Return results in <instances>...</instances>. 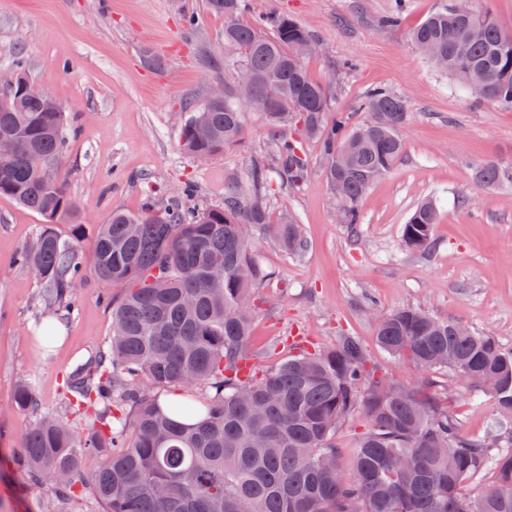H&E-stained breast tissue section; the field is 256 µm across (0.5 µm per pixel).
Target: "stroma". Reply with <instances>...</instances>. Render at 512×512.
<instances>
[{
  "mask_svg": "<svg viewBox=\"0 0 512 512\" xmlns=\"http://www.w3.org/2000/svg\"><path fill=\"white\" fill-rule=\"evenodd\" d=\"M448 0H407L399 25L380 19L392 0H246L243 21L285 14L314 39L305 65L331 93V112L354 109L369 89L382 87L408 108L405 152L394 170L364 196L357 224L342 223L324 175L320 147L306 144L310 168L303 186L272 185L271 213L287 210L308 247L294 256L256 232L251 249L266 272L256 290L249 347L257 366L277 364L296 341L327 348L337 337H358L385 377L419 378L409 361L384 352L371 310L424 309L469 325L512 348V187L488 190L474 171L512 162V111L466 97L448 74L414 48L410 33ZM195 25H186V17ZM22 56L34 83L61 105L70 128L59 170L82 216L80 227L58 222L62 237L80 234L84 252L112 211L137 213L146 203L165 208L191 187L196 204L224 203V184L249 182L250 160L264 147V127L245 117L240 146L205 162L180 149L184 104L199 106L224 82V18L204 0H0V94ZM470 205H459V197ZM429 199L441 218L424 251L409 250L402 228L416 205ZM40 214L0 196V512H39L45 487L19 467L21 437L40 414L60 410L65 379L112 334L109 299L119 289L95 275L71 289L69 310H47L38 276L15 257L44 228ZM55 322L65 338L44 347L36 334ZM447 393L462 430L485 440L504 430L494 400L433 375ZM30 383L36 404L16 402Z\"/></svg>",
  "mask_w": 512,
  "mask_h": 512,
  "instance_id": "stroma-1",
  "label": "stroma"
}]
</instances>
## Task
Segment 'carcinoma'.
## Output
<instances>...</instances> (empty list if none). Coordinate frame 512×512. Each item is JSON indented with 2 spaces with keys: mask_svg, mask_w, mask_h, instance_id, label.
I'll return each mask as SVG.
<instances>
[{
  "mask_svg": "<svg viewBox=\"0 0 512 512\" xmlns=\"http://www.w3.org/2000/svg\"><path fill=\"white\" fill-rule=\"evenodd\" d=\"M454 0L411 32L434 66L452 76L471 99L512 110V33L488 8L469 15ZM224 16V100L188 107L180 144L190 157L216 155L242 142V84L268 98L265 148L252 160L249 188L224 185V206L182 204L164 212L147 205L137 214L114 211L93 241L95 275L123 285L112 305V336L70 373L61 411L23 435L21 467L46 484L43 512H512V451L465 434L448 411V397L431 391L430 374L448 369L457 380L481 378L497 413L512 421V348L485 333L459 334L457 322L419 308L374 320L379 346L423 371L410 384L378 375L360 341L342 335L320 349L301 347L279 364L259 369L248 350L252 289L266 278L250 251L248 227L269 229L290 253L305 242L296 218H273L262 197L272 182L297 188L308 174L303 144H319L331 190H339L342 221L357 224L366 190L390 173L404 151L407 105L384 88L359 106L364 122H328L329 97L314 82L296 45L312 42L292 18L272 14L255 24L240 17L244 0H206ZM0 109V134L19 152L0 161V196L44 216L46 226L18 253L38 275L45 306L67 302L85 274L75 238L51 224L79 223L75 200L58 176L69 132L57 102L17 97L28 79L22 59ZM205 121L211 137L197 139ZM487 188L512 184V165L487 163L475 171ZM437 207L420 204L404 224L411 250L426 249ZM193 385L205 397L161 404L149 389ZM357 412L366 419L344 470L336 433ZM100 459L92 471L78 455ZM496 479L470 508L465 488L489 466Z\"/></svg>",
  "mask_w": 512,
  "mask_h": 512,
  "instance_id": "cac0c4a2",
  "label": "carcinoma"
}]
</instances>
